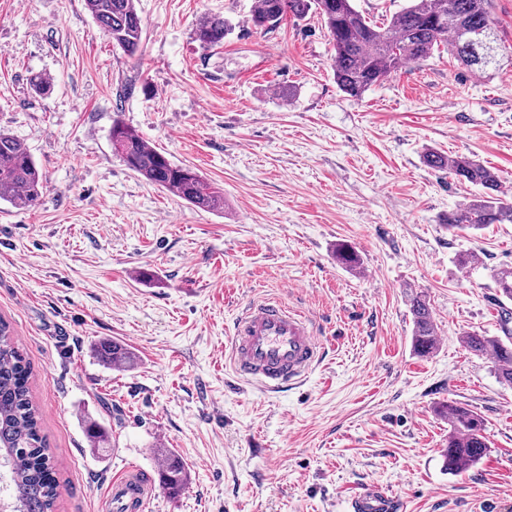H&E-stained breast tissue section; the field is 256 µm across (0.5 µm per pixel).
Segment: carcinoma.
<instances>
[{"mask_svg": "<svg viewBox=\"0 0 512 512\" xmlns=\"http://www.w3.org/2000/svg\"><path fill=\"white\" fill-rule=\"evenodd\" d=\"M95 22L129 56L139 50L141 20L135 0H85ZM491 0H410L384 26L368 20L353 0H256L251 21L256 27H274L286 17L305 18L314 11L329 31L333 66L338 87L352 97L362 96L371 86L402 64L422 62L445 48L467 67L480 70L498 66L499 36L490 16ZM232 26L220 15H207L198 22L194 37L204 47L218 46ZM111 142L125 166L145 181L173 193L187 203L208 211L224 212V192L197 170L172 163L165 155L123 122L112 124ZM423 160L431 168L448 172L471 184L480 194L448 212L444 223L450 230H481L490 224H512V199L506 198L499 176L492 168L467 155L448 157L433 150ZM44 182L29 150L15 137L0 132V200L18 208L36 205ZM336 261L350 269L359 267L354 248L336 246ZM496 288L512 300V269L495 274ZM413 318L412 345L420 356L437 346V327L425 294L409 295ZM465 349L475 356H489L499 382L512 386V342L497 336L467 333ZM100 359L112 366L129 367L134 354L114 341L97 346ZM29 363L15 346L10 326L0 319V454L9 467L20 512H55L58 491L51 475V456L41 434L37 408L28 385ZM448 448L444 465L451 475L468 471L488 451L483 419L460 403L450 402ZM87 438L95 448L109 441L107 429L92 422ZM159 482L173 495L181 493L188 480L183 460L171 450H161Z\"/></svg>", "mask_w": 512, "mask_h": 512, "instance_id": "cac0c4a2", "label": "carcinoma"}]
</instances>
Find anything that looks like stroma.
<instances>
[{
	"mask_svg": "<svg viewBox=\"0 0 512 512\" xmlns=\"http://www.w3.org/2000/svg\"><path fill=\"white\" fill-rule=\"evenodd\" d=\"M253 4L136 0L130 56L85 0H0V130L45 185L36 207L0 200V318L31 366L56 512H102L112 476L156 473L161 446L189 482L177 497L155 489L146 512H349L372 483L403 512H512V388L462 343L502 333L493 274L512 267V224L449 230L443 216L476 189L423 160L476 156L512 194V0L490 7L509 47L495 71L437 52L359 98L336 84L318 14L264 30ZM211 14L233 31L205 48L193 33ZM117 119L222 188L223 213L129 171L112 150ZM340 243L360 270L337 263ZM413 291L437 324L425 357L411 346ZM268 297L311 316L325 345L302 384L276 393L235 382L228 359L236 314ZM103 339L137 366L102 362ZM451 402L483 418L489 446L459 475L444 469ZM90 419L106 449L91 447Z\"/></svg>",
	"mask_w": 512,
	"mask_h": 512,
	"instance_id": "1",
	"label": "stroma"
}]
</instances>
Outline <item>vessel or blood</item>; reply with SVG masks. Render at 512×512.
<instances>
[{
	"label": "vessel or blood",
	"instance_id": "b4317fda",
	"mask_svg": "<svg viewBox=\"0 0 512 512\" xmlns=\"http://www.w3.org/2000/svg\"><path fill=\"white\" fill-rule=\"evenodd\" d=\"M322 343L303 313L276 299L250 302L234 323L229 353L235 378L279 391L295 387L319 363ZM154 487L149 475L124 473L112 480L114 512H143ZM400 500L369 484L352 499V512H399Z\"/></svg>",
	"mask_w": 512,
	"mask_h": 512
}]
</instances>
